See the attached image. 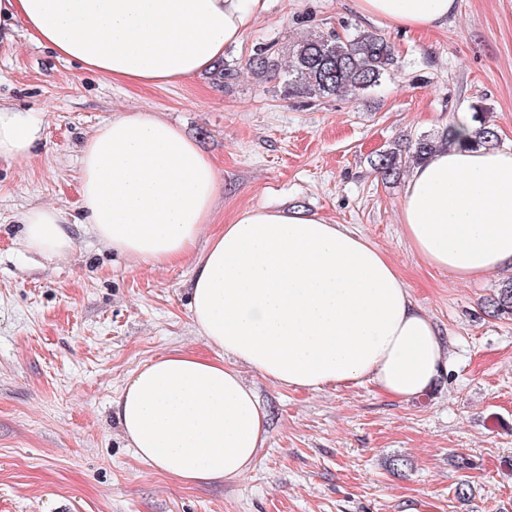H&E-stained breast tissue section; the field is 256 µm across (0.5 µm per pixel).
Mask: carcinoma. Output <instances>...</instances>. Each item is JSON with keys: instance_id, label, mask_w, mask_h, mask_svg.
Wrapping results in <instances>:
<instances>
[{"instance_id": "1", "label": "carcinoma", "mask_w": 512, "mask_h": 512, "mask_svg": "<svg viewBox=\"0 0 512 512\" xmlns=\"http://www.w3.org/2000/svg\"><path fill=\"white\" fill-rule=\"evenodd\" d=\"M250 67L266 78L279 75V58L265 46L257 49ZM396 56L391 42L373 30L340 36L327 32L308 37L292 48L284 74L288 98L303 102L330 97L358 96L381 86L392 75ZM472 131L468 146L495 149L499 134L490 109L471 105ZM451 145L449 127L415 138L398 140L376 154L370 164L384 179L400 176L404 168L425 161L434 151ZM494 317L512 315V276L501 281L489 304Z\"/></svg>"}]
</instances>
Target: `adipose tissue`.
I'll list each match as a JSON object with an SVG mask.
<instances>
[{"mask_svg": "<svg viewBox=\"0 0 512 512\" xmlns=\"http://www.w3.org/2000/svg\"><path fill=\"white\" fill-rule=\"evenodd\" d=\"M368 21L434 30L456 0H354ZM267 0H0V37L23 27L58 58L114 83L162 86L213 69L241 44ZM35 112L0 106V162L29 158L43 139ZM80 200L95 236L157 268L192 259L190 314L217 358L147 361L114 402L139 461L184 482L230 481L265 443L267 414L236 365L276 384L320 390L370 381L407 399L448 363L445 342L396 268L365 237L316 214L254 207L210 239L218 170L160 115L130 108L80 150ZM27 250L68 253L63 209L22 216ZM400 222L428 266L474 281L512 266V148L434 153L407 178Z\"/></svg>", "mask_w": 512, "mask_h": 512, "instance_id": "adipose-tissue-1", "label": "adipose tissue"}]
</instances>
